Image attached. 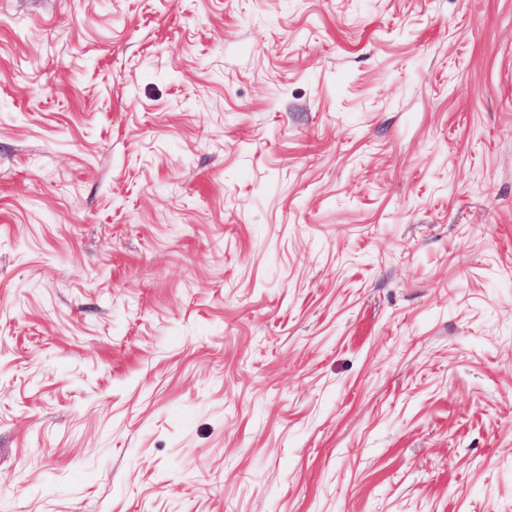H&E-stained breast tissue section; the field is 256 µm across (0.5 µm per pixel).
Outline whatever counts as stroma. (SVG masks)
Listing matches in <instances>:
<instances>
[{"label": "stroma", "mask_w": 512, "mask_h": 512, "mask_svg": "<svg viewBox=\"0 0 512 512\" xmlns=\"http://www.w3.org/2000/svg\"><path fill=\"white\" fill-rule=\"evenodd\" d=\"M0 512H512V0H0Z\"/></svg>", "instance_id": "stroma-1"}]
</instances>
